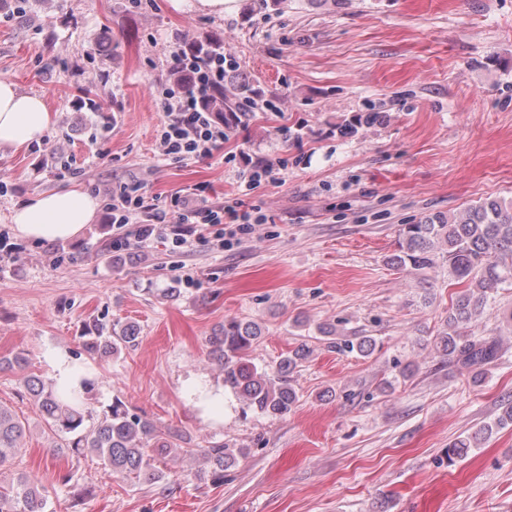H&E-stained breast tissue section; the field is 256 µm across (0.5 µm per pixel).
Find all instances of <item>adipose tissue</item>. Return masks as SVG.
Here are the masks:
<instances>
[{
  "mask_svg": "<svg viewBox=\"0 0 512 512\" xmlns=\"http://www.w3.org/2000/svg\"><path fill=\"white\" fill-rule=\"evenodd\" d=\"M54 123L45 100L21 92L9 79L0 80V145L15 150L42 141ZM98 203L89 192L73 186L28 197L11 213L18 236L35 241H66L78 237L93 223Z\"/></svg>",
  "mask_w": 512,
  "mask_h": 512,
  "instance_id": "ef3b65f1",
  "label": "adipose tissue"
}]
</instances>
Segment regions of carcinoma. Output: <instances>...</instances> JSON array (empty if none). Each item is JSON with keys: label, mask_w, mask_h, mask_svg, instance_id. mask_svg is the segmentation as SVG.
<instances>
[{"label": "carcinoma", "mask_w": 512, "mask_h": 512, "mask_svg": "<svg viewBox=\"0 0 512 512\" xmlns=\"http://www.w3.org/2000/svg\"><path fill=\"white\" fill-rule=\"evenodd\" d=\"M186 48L202 58L224 50L220 41L191 42ZM250 95L249 84L239 83L224 93V120L227 135L240 127L242 113L236 111L238 100ZM448 266V276L470 287L459 294L448 309L439 332L438 344L455 359L459 368L477 369L494 362L502 341L496 335L476 337L470 328L494 301L499 290L512 288V200L486 198L450 217L442 212L429 213L401 229L397 249L389 256L398 271L425 270L438 263ZM98 335L82 341L81 349L89 357L115 355L138 344L137 330L112 323L97 328ZM262 337L260 326L237 317L224 319L209 338L211 354L223 372L224 390L240 403L242 412H254L284 418L297 406L299 396L292 385L291 373L306 360L310 348L302 344L288 352L271 371L258 369L250 358ZM343 353L361 357L372 355L377 347L371 336H344L334 342ZM28 395L36 402L50 434L66 443L76 454H90L111 473L135 484H153L164 479L156 465L157 458L168 453L174 442L156 433L153 425L116 399L99 419L83 410L89 382L83 392L67 401L36 376L24 381ZM494 425L453 441L448 446V462L466 453L478 441L492 435L493 429L512 427V399L504 401ZM25 434L23 421L0 405V474L13 464L19 442ZM209 464L208 477L224 482V470L238 457L241 448L214 442L197 449ZM49 491L39 474L26 472L15 481L0 479V512H46Z\"/></svg>", "instance_id": "carcinoma-1"}]
</instances>
